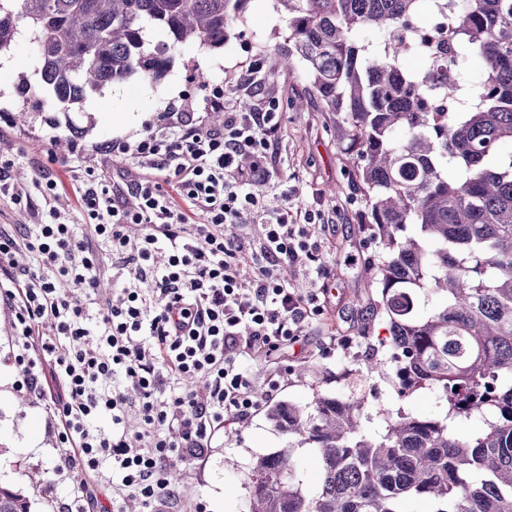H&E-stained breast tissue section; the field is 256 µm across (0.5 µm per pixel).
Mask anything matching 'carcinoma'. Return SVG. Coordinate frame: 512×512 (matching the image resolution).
I'll list each match as a JSON object with an SVG mask.
<instances>
[{"instance_id":"1","label":"carcinoma","mask_w":512,"mask_h":512,"mask_svg":"<svg viewBox=\"0 0 512 512\" xmlns=\"http://www.w3.org/2000/svg\"><path fill=\"white\" fill-rule=\"evenodd\" d=\"M250 0H0V55L27 32L40 92L64 116L107 85L157 81L169 50L221 49ZM288 19L282 66L301 63L328 112L358 147L376 250L372 285L390 324L385 355L406 398L434 391L442 417L385 414L361 425V404L317 393L281 401L267 418L288 445L252 464L247 512H512V0H276ZM437 16L429 28L420 25ZM365 30L382 35L366 42ZM427 72L403 68L414 51ZM483 69L473 80L471 58ZM18 120L34 89L22 78ZM415 235L407 236V226ZM444 298L418 313L428 294ZM478 418L480 432L454 423ZM318 464L312 490L298 451ZM0 512H31L0 486Z\"/></svg>"}]
</instances>
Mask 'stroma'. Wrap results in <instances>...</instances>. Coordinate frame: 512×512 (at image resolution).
Segmentation results:
<instances>
[{"mask_svg":"<svg viewBox=\"0 0 512 512\" xmlns=\"http://www.w3.org/2000/svg\"><path fill=\"white\" fill-rule=\"evenodd\" d=\"M286 29L274 0H250L245 21L223 48L210 50L193 41L178 44L171 51L174 65L162 80L134 77L105 87L85 102L83 111L67 117L34 101L25 125L19 126L13 121L17 88L39 66L36 44L32 36H24L9 51L7 62H0V160H11L8 175L14 182L42 170L55 175L58 195L71 207V223L81 224L85 218L74 205L73 186L86 168H101L118 182L131 166L130 158L99 154L100 145L115 139L133 142L147 129H164L166 113L200 102L217 83L254 108L262 97L272 98L281 114L269 153L272 178L294 187L292 207L329 215L330 224L320 232L329 273L323 314L312 320L300 344L261 361L259 373L275 375L281 401L303 406L322 392L362 402L363 427L372 435L383 432L387 410L440 415L442 406L431 391L400 398L393 369L383 361L379 340L387 331L368 288L374 276L373 248L367 197L356 176V149L344 133L341 114L324 111L307 73L281 68L280 55L288 47ZM257 56L264 61L265 89L263 96L249 97L239 89L238 79ZM200 71L208 76L203 87L194 79ZM13 316L12 308L0 302V485L22 491L34 512H59L80 476L55 471L62 457L56 429L44 405L17 387ZM327 336L361 338L365 357L347 359L339 351L323 355L321 343ZM368 357L381 360L378 371L365 372ZM286 443L265 414L231 421L205 457L176 463L181 498L172 512H194L199 501L206 512H245L252 462Z\"/></svg>","mask_w":512,"mask_h":512,"instance_id":"obj_1","label":"stroma"}]
</instances>
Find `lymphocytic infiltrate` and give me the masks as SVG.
<instances>
[{
    "label": "lymphocytic infiltrate",
    "mask_w": 512,
    "mask_h": 512,
    "mask_svg": "<svg viewBox=\"0 0 512 512\" xmlns=\"http://www.w3.org/2000/svg\"><path fill=\"white\" fill-rule=\"evenodd\" d=\"M204 106L223 112L222 127L172 112L174 133L107 145L137 171L116 183L87 169L75 191L84 230L56 206L50 173L33 181L45 202L35 209L31 191L0 168V194L32 209L30 223L0 226V300L15 311L18 384L46 403L70 450L58 471L85 476L62 512H90L88 482L106 462L113 499L135 496L145 512L169 507L174 462L204 457L226 417L262 409L256 362L297 342L323 312L318 289L281 274L300 263L319 278L325 267L321 211L292 209L284 181L281 206L266 203L274 102L241 112L217 88ZM199 212L205 223H193ZM250 225L260 229L254 243L240 233ZM107 260L117 286L104 295ZM168 376L200 380L203 391L164 396Z\"/></svg>",
    "instance_id": "lymphocytic-infiltrate-1"
}]
</instances>
